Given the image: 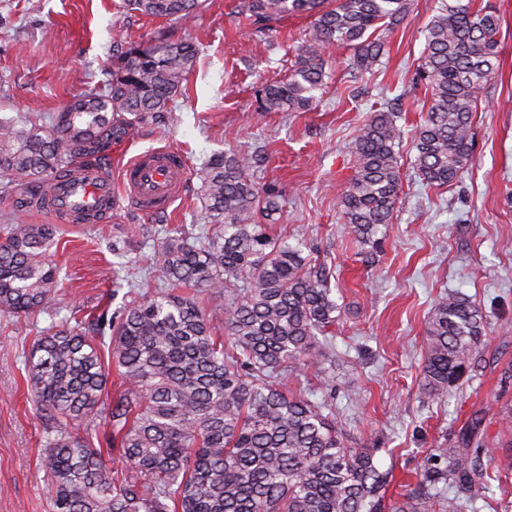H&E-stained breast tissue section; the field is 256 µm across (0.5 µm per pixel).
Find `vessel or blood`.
<instances>
[{
    "label": "vessel or blood",
    "instance_id": "b4317fda",
    "mask_svg": "<svg viewBox=\"0 0 512 512\" xmlns=\"http://www.w3.org/2000/svg\"><path fill=\"white\" fill-rule=\"evenodd\" d=\"M186 178L182 156L167 148L131 157L117 179L106 164L77 163L51 181L45 208L60 221L83 213L100 222L124 198L143 212L162 213L181 196Z\"/></svg>",
    "mask_w": 512,
    "mask_h": 512
}]
</instances>
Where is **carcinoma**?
Listing matches in <instances>:
<instances>
[{"instance_id":"1","label":"carcinoma","mask_w":512,"mask_h":512,"mask_svg":"<svg viewBox=\"0 0 512 512\" xmlns=\"http://www.w3.org/2000/svg\"><path fill=\"white\" fill-rule=\"evenodd\" d=\"M438 2L413 75L428 108L412 168L441 188L474 162L473 113L499 68L500 23L495 8H477L474 0ZM323 4L245 0L262 27L285 14L313 16L291 74L262 89L258 114L306 112L316 104L326 84L327 44L350 47L352 69L372 70L411 0ZM201 5L125 0L131 12L184 21ZM197 57L189 41L125 42L104 94L74 98L40 122L0 118V176L15 178L23 203L45 204L52 175L169 111ZM400 118L389 109L369 113L352 144L355 173L340 193V228L366 255L387 236L402 192ZM267 162L263 150L210 156L196 175L214 232L192 241L166 236L154 247L155 294L126 301L111 321L75 316L35 339L26 387L46 421L41 468L53 512H462L485 497L487 466L512 474V454L501 456L478 439L476 417L459 447L438 449L445 468L422 470L415 489L389 501L393 471L378 468L373 450L345 446L336 404L283 390V381L308 368L320 386L333 382L325 367L327 327L338 306L330 270L303 256L304 243L268 233L282 194L253 180ZM58 231L55 224L0 228V313L55 304L59 272L47 254ZM208 293L224 296L218 322L201 305ZM486 327L469 297L445 293L434 301L424 395L442 397L472 371ZM107 329L104 352L97 335ZM114 456L122 466L108 464ZM448 480L465 498L441 492L438 484Z\"/></svg>"}]
</instances>
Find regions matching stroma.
I'll return each instance as SVG.
<instances>
[{"label": "stroma", "instance_id": "35a3bbf8", "mask_svg": "<svg viewBox=\"0 0 512 512\" xmlns=\"http://www.w3.org/2000/svg\"><path fill=\"white\" fill-rule=\"evenodd\" d=\"M436 2L412 0L373 72L351 75L350 49L326 46L328 86L317 106L260 118L257 93L288 75L308 15L283 17L259 33L241 0H202L188 23L127 11L122 0H0L2 117L35 121L73 97L101 92L123 41L163 34L190 39L200 50L169 111L112 144L116 172L150 149L180 153L189 171L181 199L152 216L123 201L108 223L60 227L48 255L62 283L56 304L0 314V512H52L40 467L44 420L23 386L34 339L78 310L117 312L123 299L112 294L113 275H121L123 290L154 292L150 256L157 242L174 230L196 237L208 227L195 169L213 153L258 144L269 162L255 180L276 185L284 198L270 234L305 239L306 256L332 272L341 317L330 329L334 382L323 395L336 404L346 446L376 449L399 494L415 483L430 449L455 447L472 415L481 416L486 440L504 439L499 411L512 402V0H475L500 11V67L479 94L474 163L443 188L427 186L411 167L426 97L410 79ZM382 105L401 114L403 192L369 261L338 230L339 194L354 172L357 130ZM455 290L483 310L487 331L462 385L432 399L419 389L427 317L441 293Z\"/></svg>", "mask_w": 512, "mask_h": 512}]
</instances>
